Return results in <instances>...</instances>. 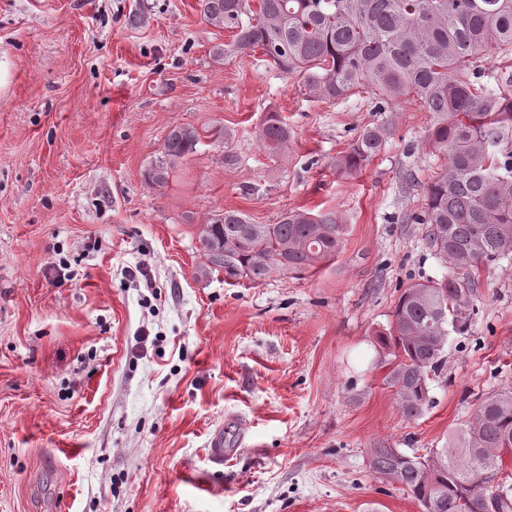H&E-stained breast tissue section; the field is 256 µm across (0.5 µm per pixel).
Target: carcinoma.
<instances>
[{
  "label": "carcinoma",
  "mask_w": 512,
  "mask_h": 512,
  "mask_svg": "<svg viewBox=\"0 0 512 512\" xmlns=\"http://www.w3.org/2000/svg\"><path fill=\"white\" fill-rule=\"evenodd\" d=\"M205 20L230 33L222 55L261 50L287 75L301 78L309 98L333 102L369 94L414 100L433 119L427 156L438 163L423 188L426 247L453 275L412 283L400 295L388 332L385 384L402 415L420 417L431 403L452 332H463L475 268L512 259V0H199ZM292 132L276 112L257 130L262 150L280 155ZM384 126L365 129L336 156V173L351 177L386 148ZM198 132L171 130L164 160L147 183L164 186L169 169L192 154ZM345 224L334 211L288 210L275 224H253L226 210L199 233L200 273L224 272L260 284L272 275L314 273L334 262ZM512 390L484 396L446 448L426 454L370 449L369 467L411 495L423 512H512Z\"/></svg>",
  "instance_id": "cac0c4a2"
}]
</instances>
